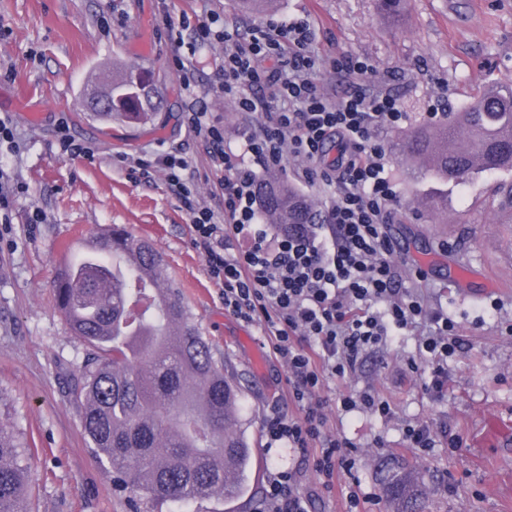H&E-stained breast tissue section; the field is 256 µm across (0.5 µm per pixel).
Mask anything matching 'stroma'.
<instances>
[{"label":"stroma","mask_w":512,"mask_h":512,"mask_svg":"<svg viewBox=\"0 0 512 512\" xmlns=\"http://www.w3.org/2000/svg\"><path fill=\"white\" fill-rule=\"evenodd\" d=\"M211 16L244 37L271 22H305L310 49L322 61L313 75L320 92L332 102L360 88L393 95L410 127L426 124L427 113L457 111L488 80H512V0H407L397 26L376 0H279L275 12L259 18L240 14L234 0H0V115L11 117L17 142L13 151L0 147V173L22 187L9 223H0V422L32 446L28 512H131L83 432L71 391L88 349L55 305L56 281L79 253V240L115 224L163 254L242 388L243 428L253 450L248 488L231 502L194 503L190 512H256L271 475L287 467L301 470L311 512H347L346 496L355 489L375 494L370 512H397L398 502L386 496L397 475L418 490L417 512H512V440L488 438L483 429L489 417L512 421V173L485 172L449 185L447 210L430 213L418 204L413 162L388 153L385 172L399 196L389 233L411 267L404 285L419 288L429 309L448 312L466 345L449 359L437 392L423 388L428 369L408 367L416 354L412 334L370 352L354 375L325 383L317 394L325 430L358 449L353 472L339 474L326 491L313 462L267 445L271 409L303 415L267 337L225 310L224 290L210 278L190 215L164 172L144 179L126 164L141 154L182 156L201 200L222 211V171L187 125V104L196 99L223 126L227 145L244 142L247 121L220 90L224 46L194 41L193 23ZM185 17L191 25L184 42L196 47L188 89L170 67L175 46L164 25ZM143 44L166 98L155 121L132 127L86 112V83L113 60L136 63ZM340 56L367 61L372 76L332 68ZM34 110L42 112L41 123L30 120ZM64 137L90 147L92 156L64 153ZM458 263L471 267L467 288L475 297L457 288ZM418 267L426 273L421 283L413 275ZM364 390L388 399L393 417L337 414L340 394ZM409 425L430 426L434 448L406 447ZM458 435L462 448H451Z\"/></svg>","instance_id":"1"}]
</instances>
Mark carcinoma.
<instances>
[{"label": "carcinoma", "instance_id": "carcinoma-1", "mask_svg": "<svg viewBox=\"0 0 512 512\" xmlns=\"http://www.w3.org/2000/svg\"><path fill=\"white\" fill-rule=\"evenodd\" d=\"M259 14L275 0H235ZM98 90L112 91V111L132 124L153 120L163 103L142 67L112 69ZM423 165L416 179L437 186L421 197L448 209L450 182L488 171L512 172V81H495L444 124L415 126L395 144ZM268 224H314L313 205L274 174L257 183ZM56 303L74 336L89 349L74 394L81 425L112 486L155 504L229 501L247 490L252 457L239 423L241 394L224 373V356L195 323L180 289L152 243L120 228L95 238L60 274ZM28 446L0 424V512H27L23 490ZM415 512L416 493L404 482L388 488Z\"/></svg>", "mask_w": 512, "mask_h": 512}]
</instances>
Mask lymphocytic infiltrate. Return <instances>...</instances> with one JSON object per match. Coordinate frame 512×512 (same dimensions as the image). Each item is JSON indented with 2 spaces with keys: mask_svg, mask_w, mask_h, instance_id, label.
Masks as SVG:
<instances>
[{
  "mask_svg": "<svg viewBox=\"0 0 512 512\" xmlns=\"http://www.w3.org/2000/svg\"><path fill=\"white\" fill-rule=\"evenodd\" d=\"M196 30L200 42L223 43V92L257 118L238 154L225 147L223 127L196 105L188 107L190 132L224 167V212L216 214L185 182L184 158L146 154L129 166L147 178L165 170L183 199L209 276L224 287L225 309L259 324L288 372L289 395L305 411L300 419L271 412L265 421L270 443L313 454L329 489L339 473L354 470L356 457L346 438L324 430L314 396L325 382L351 376L367 351L426 322L430 329L410 366L427 367L437 390L462 344L453 318L429 311L417 291L402 287L406 260L386 231L397 192L375 131L400 125L406 114L396 98L361 89L328 103L311 77L319 61L309 50L305 24L273 23L247 41L206 22ZM282 55L285 64L262 67V60ZM332 139L341 151L327 163L323 147ZM290 158L302 161L301 177L320 179L334 195L318 223L292 224L274 234L260 222L255 184L261 173ZM259 512H309L296 469L274 474Z\"/></svg>",
  "mask_w": 512,
  "mask_h": 512,
  "instance_id": "lymphocytic-infiltrate-1",
  "label": "lymphocytic infiltrate"
}]
</instances>
